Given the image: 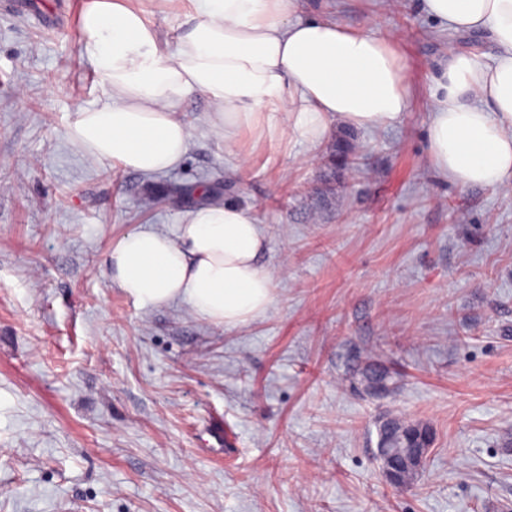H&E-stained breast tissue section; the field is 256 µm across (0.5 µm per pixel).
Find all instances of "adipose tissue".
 I'll list each match as a JSON object with an SVG mask.
<instances>
[{"instance_id": "ef3b65f1", "label": "adipose tissue", "mask_w": 512, "mask_h": 512, "mask_svg": "<svg viewBox=\"0 0 512 512\" xmlns=\"http://www.w3.org/2000/svg\"><path fill=\"white\" fill-rule=\"evenodd\" d=\"M196 14L174 49L125 0H88L80 52L106 100L78 107L66 137L79 152L145 175L175 169L193 128L181 117L200 94L206 124L228 155L243 129L279 132L309 147L332 124L373 130L399 123L410 73L390 38L334 19L305 17L299 0H194ZM455 31H486L497 53L485 63L451 53L433 93L427 128L435 170L465 185L512 189V0H422ZM266 239L251 208L208 202L169 235L141 228L107 257L112 282L136 303L175 300L234 327L272 303V275L258 263Z\"/></svg>"}]
</instances>
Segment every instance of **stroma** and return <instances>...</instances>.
Wrapping results in <instances>:
<instances>
[{
  "instance_id": "35a3bbf8",
  "label": "stroma",
  "mask_w": 512,
  "mask_h": 512,
  "mask_svg": "<svg viewBox=\"0 0 512 512\" xmlns=\"http://www.w3.org/2000/svg\"><path fill=\"white\" fill-rule=\"evenodd\" d=\"M33 2L0 13V512H512V190L442 178L426 132L449 51L491 59L490 33L422 0H303L402 33V121L313 151L246 129L237 169L196 94L183 163L146 176L68 144L77 107L105 99L85 0ZM127 2L165 45L189 26V0ZM342 139L358 169L327 164ZM201 186L267 238L274 301L241 327L141 306L106 271L127 232L175 234ZM356 349L392 371L387 396L337 386ZM388 413L436 434L407 490L374 457Z\"/></svg>"
}]
</instances>
